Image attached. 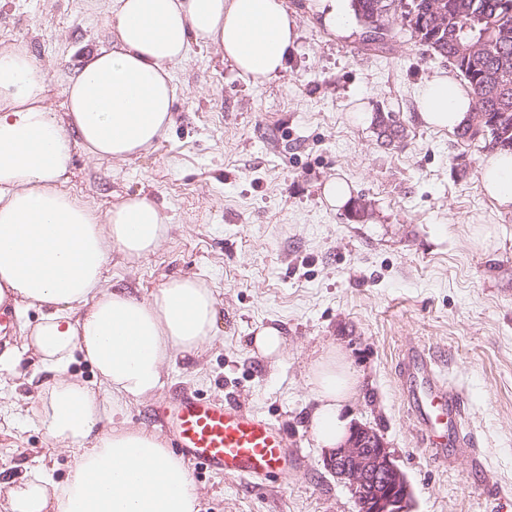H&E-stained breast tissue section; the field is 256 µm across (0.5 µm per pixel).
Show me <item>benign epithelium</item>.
Instances as JSON below:
<instances>
[{
    "instance_id": "obj_1",
    "label": "benign epithelium",
    "mask_w": 512,
    "mask_h": 512,
    "mask_svg": "<svg viewBox=\"0 0 512 512\" xmlns=\"http://www.w3.org/2000/svg\"><path fill=\"white\" fill-rule=\"evenodd\" d=\"M323 462L350 489L358 512H413L409 481L373 429L354 425L346 444L326 452Z\"/></svg>"
}]
</instances>
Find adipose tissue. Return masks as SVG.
Here are the masks:
<instances>
[{
    "mask_svg": "<svg viewBox=\"0 0 512 512\" xmlns=\"http://www.w3.org/2000/svg\"><path fill=\"white\" fill-rule=\"evenodd\" d=\"M113 45L88 54L65 87L67 113L46 106L47 71L24 49L0 51V305L37 308L26 338L50 373L37 420L75 456L56 483L42 472L0 481V512H199L200 493L184 462L160 435L108 419V408L152 397L168 363L215 337L211 290L169 280L140 299L103 284L110 249L141 258L165 239V208L133 196L105 218L63 192L73 147L124 161L146 152L172 124L173 66L192 45L215 47L244 78L264 83L286 67L298 24L283 0H104ZM425 125L467 124L473 100L451 75L418 93ZM484 193L512 209V153L479 162ZM88 363L95 384L72 373ZM310 430L333 450L351 430L344 414L360 377L338 346L311 368Z\"/></svg>",
    "mask_w": 512,
    "mask_h": 512,
    "instance_id": "obj_1",
    "label": "adipose tissue"
}]
</instances>
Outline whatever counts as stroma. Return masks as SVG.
Instances as JSON below:
<instances>
[{"mask_svg": "<svg viewBox=\"0 0 512 512\" xmlns=\"http://www.w3.org/2000/svg\"><path fill=\"white\" fill-rule=\"evenodd\" d=\"M103 0H0V47L21 46L45 67L49 107L65 114L64 86L82 57L112 38ZM299 25L276 80L240 78L211 47L175 67L174 124L124 162L74 150L63 188L98 213L139 194L165 203L170 230L151 254L112 252L105 285L150 298L176 277L217 299L216 338L174 358L165 385L121 410L155 430L152 409L176 391L227 399L282 426L298 466L263 485L195 468L201 512H357L350 490L323 464L309 430L310 368L342 347L361 377L348 412L386 442L413 494L414 512H512V212L481 189V142L423 125L420 85L453 68L396 20L385 48L366 29L333 35L309 0H284ZM393 113L403 142L383 144L373 116ZM344 179L366 215L335 210L324 182ZM280 326L279 363L253 354L255 331ZM425 348L462 390L469 445L433 463L398 382L405 350ZM33 353L0 370V477L42 471L65 480L75 459L34 411Z\"/></svg>", "mask_w": 512, "mask_h": 512, "instance_id": "stroma-1", "label": "stroma"}]
</instances>
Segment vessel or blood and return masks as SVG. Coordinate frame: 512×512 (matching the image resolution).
<instances>
[{
    "instance_id": "1",
    "label": "vessel or blood",
    "mask_w": 512,
    "mask_h": 512,
    "mask_svg": "<svg viewBox=\"0 0 512 512\" xmlns=\"http://www.w3.org/2000/svg\"><path fill=\"white\" fill-rule=\"evenodd\" d=\"M401 385L424 448L434 462H445L449 440L462 436V392L441 376L434 357L416 347L401 362ZM153 421L188 464L256 485L286 474L299 459L278 424L228 400L185 392L155 409Z\"/></svg>"
}]
</instances>
